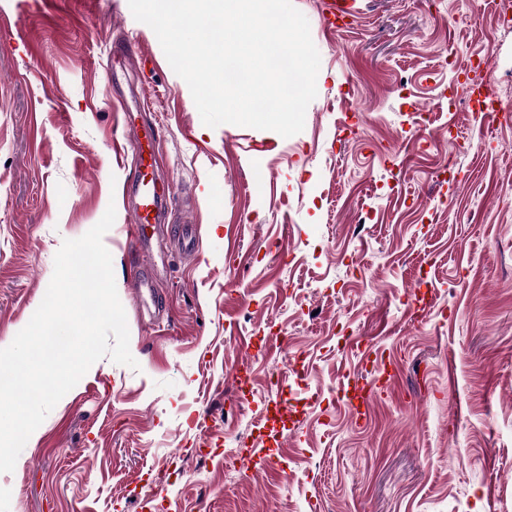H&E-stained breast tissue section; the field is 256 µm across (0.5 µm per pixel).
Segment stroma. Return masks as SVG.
Segmentation results:
<instances>
[{
  "label": "stroma",
  "mask_w": 512,
  "mask_h": 512,
  "mask_svg": "<svg viewBox=\"0 0 512 512\" xmlns=\"http://www.w3.org/2000/svg\"><path fill=\"white\" fill-rule=\"evenodd\" d=\"M326 2L293 0L321 67L285 138L204 125L128 0H0V348L112 207L138 362L56 404L0 512H512V124L448 109L484 53L512 100V31L498 0H354L331 33ZM146 121L173 191L153 326L124 203ZM356 379L383 382L361 420Z\"/></svg>",
  "instance_id": "1"
}]
</instances>
